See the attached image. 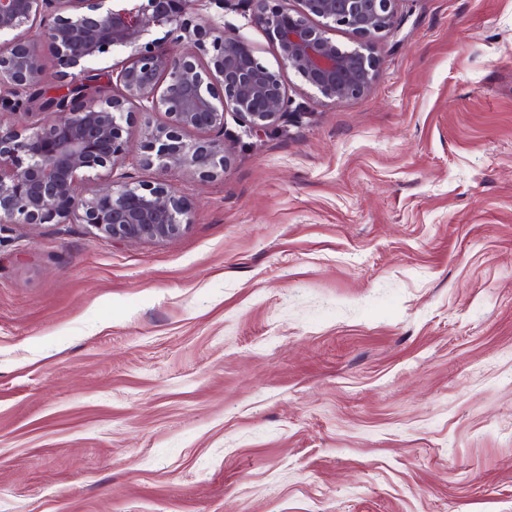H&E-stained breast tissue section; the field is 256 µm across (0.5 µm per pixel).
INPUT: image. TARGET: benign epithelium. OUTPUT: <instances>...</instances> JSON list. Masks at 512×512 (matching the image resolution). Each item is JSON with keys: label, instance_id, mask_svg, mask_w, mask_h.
<instances>
[{"label": "benign epithelium", "instance_id": "1", "mask_svg": "<svg viewBox=\"0 0 512 512\" xmlns=\"http://www.w3.org/2000/svg\"><path fill=\"white\" fill-rule=\"evenodd\" d=\"M229 0H0V116L32 121L0 125V227L86 224L112 241L168 240L191 222L190 202L165 179L170 172L214 178L228 167L225 118L260 135L290 113L288 69L324 99L367 91L377 62L365 52L397 27V0H298L299 10L249 0L250 23L276 46L280 67L262 65L248 38L224 34ZM342 27L360 40L342 48ZM169 29L177 47L154 50L146 38ZM55 52L66 91L44 96V47ZM130 51L128 64L98 83L88 64L108 48ZM163 112L144 132L139 162L154 182L113 174L128 156L132 116ZM187 130L214 136L189 142ZM104 184L82 190L90 175Z\"/></svg>", "mask_w": 512, "mask_h": 512}]
</instances>
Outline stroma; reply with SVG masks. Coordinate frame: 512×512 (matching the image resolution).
<instances>
[{"label":"stroma","mask_w":512,"mask_h":512,"mask_svg":"<svg viewBox=\"0 0 512 512\" xmlns=\"http://www.w3.org/2000/svg\"><path fill=\"white\" fill-rule=\"evenodd\" d=\"M397 21L178 237L0 227V512H512V0Z\"/></svg>","instance_id":"obj_1"}]
</instances>
